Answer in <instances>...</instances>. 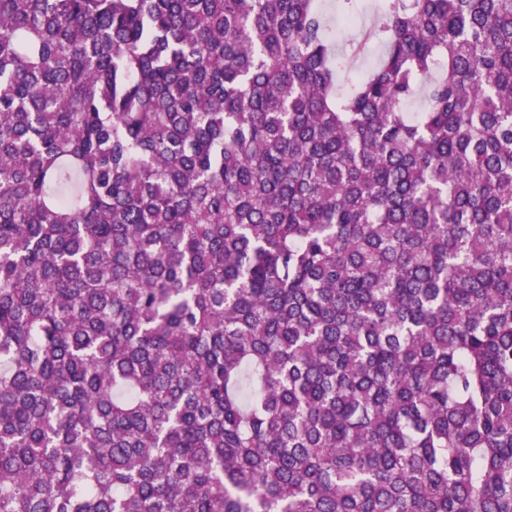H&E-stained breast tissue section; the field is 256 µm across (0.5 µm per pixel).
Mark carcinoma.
I'll return each mask as SVG.
<instances>
[{
    "label": "carcinoma",
    "instance_id": "cac0c4a2",
    "mask_svg": "<svg viewBox=\"0 0 512 512\" xmlns=\"http://www.w3.org/2000/svg\"><path fill=\"white\" fill-rule=\"evenodd\" d=\"M366 38L0 0V512H512V0ZM376 0H354L353 7L357 11V24L353 29L339 32L336 26V12L338 5L336 0H323L320 2L331 20L333 27H336L338 48L349 59V69L341 74L343 87L349 86L348 80H352L358 73H362L372 67L382 53V48L373 43L368 44L363 51H358L363 34L368 29L376 16Z\"/></svg>",
    "mask_w": 512,
    "mask_h": 512
}]
</instances>
